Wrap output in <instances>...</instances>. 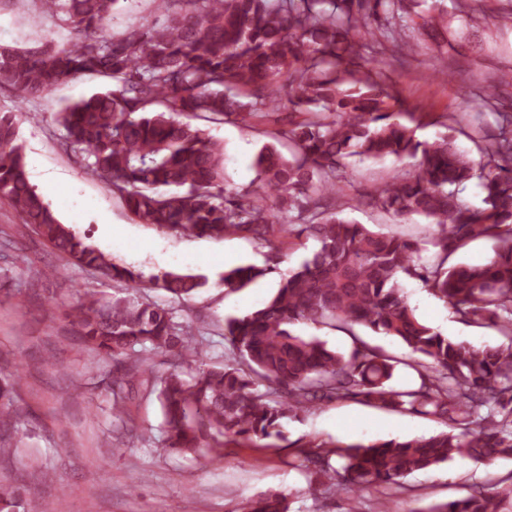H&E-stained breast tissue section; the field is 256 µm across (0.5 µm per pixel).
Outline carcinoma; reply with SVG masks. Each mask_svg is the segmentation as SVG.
<instances>
[{
  "instance_id": "cac0c4a2",
  "label": "carcinoma",
  "mask_w": 512,
  "mask_h": 512,
  "mask_svg": "<svg viewBox=\"0 0 512 512\" xmlns=\"http://www.w3.org/2000/svg\"><path fill=\"white\" fill-rule=\"evenodd\" d=\"M72 38L46 48L0 45V86L22 101L48 94L61 81L101 77L106 87L57 113L65 143L142 224L169 233L222 239L237 235L277 254L288 237L313 238L317 248L281 278L256 310L224 321L230 355L204 361L193 325L177 320L180 305L205 277L167 272L146 282L86 244L59 222L30 185L18 113L0 111V198L24 226L71 264L119 284L102 301L86 290L75 302L54 301L90 351L112 366V414L126 413L128 390L156 395L165 447L209 461L224 458L225 438L256 443L280 436L282 421L323 402L361 399L372 406L449 421L458 433L386 441L311 442L299 466L351 501L370 489H405V479L463 459H512V132L488 135L480 161L443 135L426 145L390 110L389 95L360 62L351 31L397 25L402 0H157L163 21L106 32L121 0H32ZM350 87H345V84ZM255 158L259 183L224 192V146L191 120L278 123ZM288 143V152L278 145ZM422 152L414 173L393 177L371 197L400 219L436 226L434 252L397 234L339 216L336 172L349 157L375 161ZM479 176L482 205L466 206L458 188ZM293 214L278 224V214ZM494 241L483 264H451L468 242ZM270 268L236 266L224 287L240 289ZM420 280L464 322H491L507 343L455 342L418 319L399 280ZM170 294L161 306L140 291ZM330 324L352 339L350 353L292 331ZM365 327L398 340L416 356V381L393 385L396 360L355 332ZM171 368L157 375L150 355ZM0 456L17 447L27 419L15 402L24 377H0ZM20 486H0V512H17ZM284 492L251 499L242 512H290ZM505 500L481 488L417 512H505Z\"/></svg>"
}]
</instances>
